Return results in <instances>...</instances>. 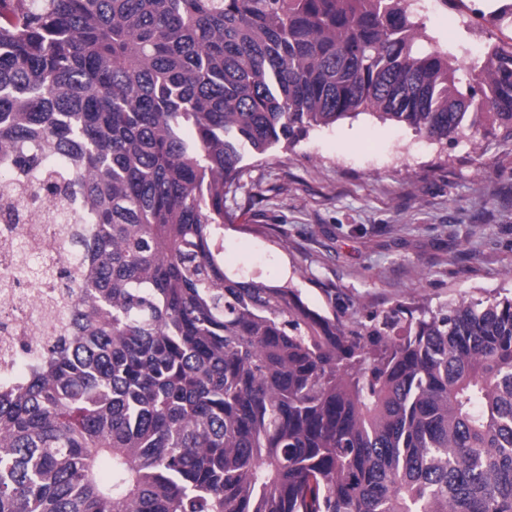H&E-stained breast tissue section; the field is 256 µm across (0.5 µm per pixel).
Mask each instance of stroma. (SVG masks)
Listing matches in <instances>:
<instances>
[{
  "instance_id": "35a3bbf8",
  "label": "stroma",
  "mask_w": 512,
  "mask_h": 512,
  "mask_svg": "<svg viewBox=\"0 0 512 512\" xmlns=\"http://www.w3.org/2000/svg\"><path fill=\"white\" fill-rule=\"evenodd\" d=\"M496 0H421V15L471 18L479 53L512 29L484 20ZM244 186L224 207V269L301 288L328 310L336 289L366 314L460 294L512 295V137L489 129L479 142H437L362 113L310 130L294 147L245 154Z\"/></svg>"
}]
</instances>
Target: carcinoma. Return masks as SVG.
I'll use <instances>...</instances> for the list:
<instances>
[{
  "instance_id": "cac0c4a2",
  "label": "carcinoma",
  "mask_w": 512,
  "mask_h": 512,
  "mask_svg": "<svg viewBox=\"0 0 512 512\" xmlns=\"http://www.w3.org/2000/svg\"><path fill=\"white\" fill-rule=\"evenodd\" d=\"M416 0H0V177L76 277L0 386V512H512V297L364 316L224 270L243 150L364 112L512 134V42ZM437 1L438 0H422L420 2V20L425 23L428 32L439 39L440 45L448 47V31L444 27L434 23L431 19L429 20L428 18H425V16L430 15L431 12H435L440 15L448 14V8L441 6Z\"/></svg>"
}]
</instances>
